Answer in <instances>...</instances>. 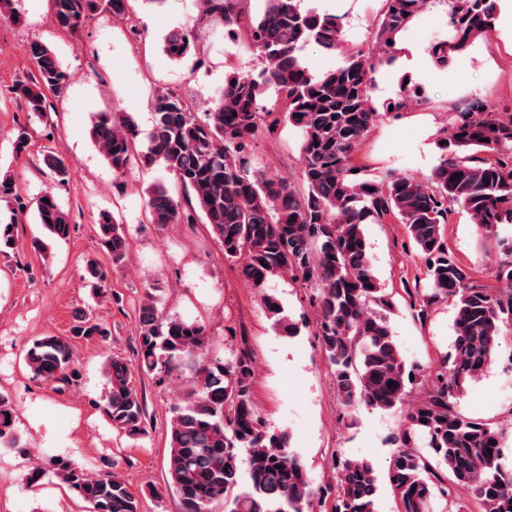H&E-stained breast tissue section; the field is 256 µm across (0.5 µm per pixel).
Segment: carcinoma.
<instances>
[{"mask_svg":"<svg viewBox=\"0 0 512 512\" xmlns=\"http://www.w3.org/2000/svg\"><path fill=\"white\" fill-rule=\"evenodd\" d=\"M245 2L203 0L204 12L219 15L225 26L245 35L263 60L257 74H228L203 122L177 94L159 95L144 150L132 118L122 113H98L90 128L92 143L116 175L137 160L164 165L184 195L149 187L148 222L209 225L224 258L239 262L242 275L262 291L261 301L281 334L294 336L297 327L265 285L274 276L289 275L314 289L316 336L346 408L396 409L413 384L414 370L407 368L386 319L394 303L373 273L364 234V224L390 216L405 225L426 264L427 288L411 306L423 318L433 305L452 301L453 354L434 371L427 396L406 414L387 483L399 499V512H434L436 500H448L450 484L471 491L475 512H512V470L502 462V431L457 408L466 386L496 359L502 331L512 325V259L496 269L500 287L478 288L468 270L448 254L443 232L448 208L454 205L487 235L501 224H512V154H506L512 150V119L505 121L482 99L468 97L449 115L447 136L436 142L439 163L429 178L369 179L355 155L380 112H403L427 102L422 88L409 82L380 104L372 92L377 71L396 63L401 35L430 0H383L368 47L341 54L334 67L317 75L306 67L303 52L310 44L336 52L342 18L303 10L301 0H264L263 11L252 16ZM52 5L56 25L71 35L99 11L130 19L129 0H52ZM496 10V0H452L449 35L428 48L432 63L445 69L457 54L485 38ZM190 45L188 35L175 31L166 37L163 50L178 60ZM27 52L37 73L14 90L28 111L40 114L48 97L64 94L69 75L49 46L33 42ZM271 89L280 108L266 115L300 134L304 191L299 193L251 163L258 101ZM44 163L58 182H65L68 166L62 158L48 153ZM2 200H14L18 211L24 210L8 173H0ZM34 213L45 239L70 235L69 214L56 196L38 197ZM96 227L113 269L123 268L129 253L123 226L104 211ZM45 239L35 240V249L45 251ZM84 279L96 293L105 294L107 271L96 260L86 261ZM161 292L149 289L140 306L137 362L107 358L101 404L113 430L144 437V404L132 384L135 372L169 376L185 357L202 358L194 388L168 423L164 488L148 489L150 496L174 495L182 512H213L217 502L224 503V512H312L314 502L330 498L332 512H377L378 477L371 463L335 459L336 485L314 488L290 435L271 427L255 406L250 356L208 359L207 325L160 314ZM76 334L104 341L111 331L84 317ZM25 365L32 378L46 383H70L76 374L70 342L61 336L34 339ZM15 423L13 400L0 393V448L28 459L27 484L38 486L51 474L87 512H140L139 499L120 478L63 457H35Z\"/></svg>","mask_w":512,"mask_h":512,"instance_id":"cac0c4a2","label":"carcinoma"}]
</instances>
